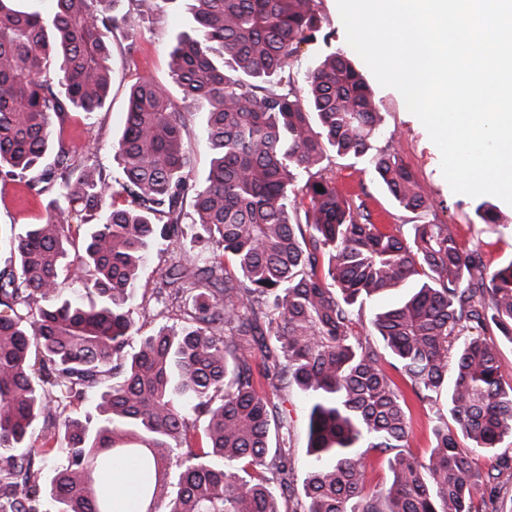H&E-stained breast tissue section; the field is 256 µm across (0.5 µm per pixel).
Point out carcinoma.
Segmentation results:
<instances>
[{
    "mask_svg": "<svg viewBox=\"0 0 512 512\" xmlns=\"http://www.w3.org/2000/svg\"><path fill=\"white\" fill-rule=\"evenodd\" d=\"M13 2L0 0V175L22 178L55 145L52 117L105 106L110 34L134 29L136 14L56 0L44 16ZM192 14L169 68L181 101L207 106L205 184L190 181L188 110L142 79L114 146L122 179L75 165L58 142L54 167L41 173L54 190L42 222L9 238L0 512H112L116 457L138 460L140 499L165 501L167 512H281L282 502L286 512H479L482 475L468 452L512 438V383L484 337L492 325L512 343V260L488 266L448 224L407 233L377 224L320 175L294 184V170L332 150L365 160L403 209L429 212L415 173L392 144L376 145L382 114L345 54L326 55L305 75L307 99L298 97L291 58L321 28L313 0H192ZM305 199L301 225L290 212ZM475 212L490 228L507 222L489 201ZM87 217L94 224L72 255L73 224ZM188 218L211 255L166 267L155 291L161 305L188 302L184 322L140 336L139 271ZM63 278L85 295L65 294ZM408 284L403 301L365 325L366 300ZM257 373L308 395L312 460L300 491L288 420L257 390ZM407 390L434 405L447 395L450 419L436 417L425 461L406 451ZM88 398L85 418L66 414ZM194 416L206 417L203 446ZM369 450L387 455L392 473L371 493ZM56 457L46 486L42 464Z\"/></svg>",
    "mask_w": 512,
    "mask_h": 512,
    "instance_id": "1",
    "label": "carcinoma"
}]
</instances>
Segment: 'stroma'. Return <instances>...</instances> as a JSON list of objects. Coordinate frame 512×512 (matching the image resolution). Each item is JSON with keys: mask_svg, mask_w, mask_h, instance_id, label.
Wrapping results in <instances>:
<instances>
[{"mask_svg": "<svg viewBox=\"0 0 512 512\" xmlns=\"http://www.w3.org/2000/svg\"><path fill=\"white\" fill-rule=\"evenodd\" d=\"M314 10L322 21L324 33L301 45L293 60V74L298 91H305V73L329 52L349 51L345 28L336 10V0H314ZM193 17L189 0H162L159 8L142 12L137 34L129 39L121 32L112 34V81L105 108L92 117L72 112L64 121H53L54 140L63 141L72 151L75 163L94 156L97 163L121 176L114 144L126 122L128 92L140 79H148L166 89L174 83L169 69V52L178 38L190 30ZM375 96L384 115V133L391 136L404 162L414 171L430 205L429 218L438 224L452 225L460 244L482 254L484 260L497 266L512 260V206L500 204V211L510 216V224L490 230L475 214L476 198L453 193L441 172V155L430 140L421 122L411 114L397 90L374 85ZM205 114L201 105H193L188 116L184 140L195 161L194 176L204 179L212 158L204 133ZM322 176L335 184L342 195L365 201L379 224L410 227L416 217L393 200L385 186L376 178L368 164L360 159L329 153L322 163ZM49 201L48 194L30 190L27 178H0V231L23 230L26 225L40 223ZM197 225L186 223L182 236L172 243L166 260L151 259L141 270L138 281L135 320L140 335L151 334L161 325L176 326L182 321L178 308L158 305L153 292L161 276L164 261L197 260L196 250L189 242L197 233ZM259 390L266 393L280 411L286 412L291 425V456L297 475H304L310 457L308 445V403L305 393L296 385L275 390L265 379H258ZM410 453L427 459L433 446L431 428L436 408L411 401ZM512 459V439H505L499 448L474 456L473 463L484 473L495 477L496 505L500 512H512V467L500 464L501 457Z\"/></svg>", "mask_w": 512, "mask_h": 512, "instance_id": "stroma-1", "label": "stroma"}]
</instances>
